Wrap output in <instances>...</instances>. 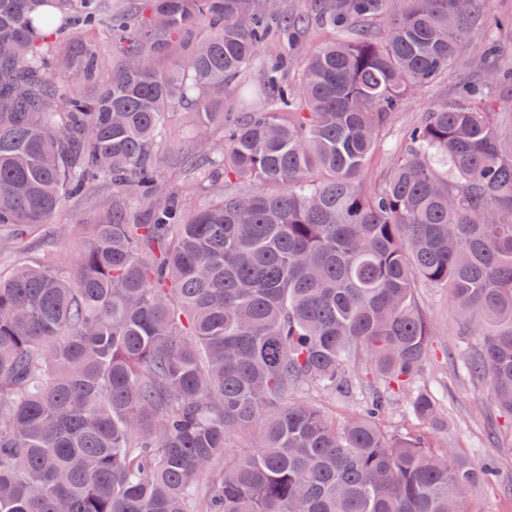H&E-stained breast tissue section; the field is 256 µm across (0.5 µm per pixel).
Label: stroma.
I'll list each match as a JSON object with an SVG mask.
<instances>
[{"instance_id":"35a3bbf8","label":"stroma","mask_w":512,"mask_h":512,"mask_svg":"<svg viewBox=\"0 0 512 512\" xmlns=\"http://www.w3.org/2000/svg\"><path fill=\"white\" fill-rule=\"evenodd\" d=\"M459 75L450 72L436 82L418 88L408 95L395 112L391 123L381 131L378 146L361 174L362 182L377 186L394 162L401 157L410 130L432 107L452 102L458 93ZM194 120L181 113L170 124V134L156 152L166 182L186 190L191 204H199L188 164L197 156L192 137ZM112 213V189L97 186L90 196L76 200L61 212L56 221L66 238L86 235L91 224ZM432 331L430 351L416 388L430 392L435 399L444 426L434 434V443L457 454L490 460L496 465L494 484L479 485L471 496L476 512H512V420L505 418L496 406L487 384L469 381L457 359L464 346L455 328V310L445 289L427 285L417 290Z\"/></svg>"}]
</instances>
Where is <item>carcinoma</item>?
Returning a JSON list of instances; mask_svg holds the SVG:
<instances>
[{"instance_id":"1","label":"carcinoma","mask_w":512,"mask_h":512,"mask_svg":"<svg viewBox=\"0 0 512 512\" xmlns=\"http://www.w3.org/2000/svg\"><path fill=\"white\" fill-rule=\"evenodd\" d=\"M0 0V226L52 223L112 184V216L74 261L56 250L0 271V512H470L491 466L389 435L388 394L428 358L419 282L448 291L461 360L512 418V85L484 44L451 105L409 153L360 181L408 94L456 63L489 0ZM314 15L334 32L296 84L284 70ZM110 31L108 74L90 38ZM87 35L64 51L57 31ZM276 38L279 63L224 145L199 151L197 189L164 182L155 148L172 112L194 138L224 120V86ZM96 87L61 96L53 74ZM365 352L384 386L341 424L296 399L345 397ZM251 447L230 452L231 440ZM216 475L208 494L197 479Z\"/></svg>"}]
</instances>
